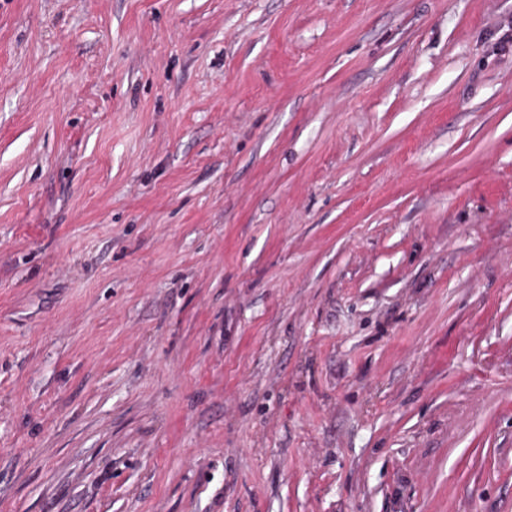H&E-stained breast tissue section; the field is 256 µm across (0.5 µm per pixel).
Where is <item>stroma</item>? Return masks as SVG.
<instances>
[{
  "label": "stroma",
  "instance_id": "35a3bbf8",
  "mask_svg": "<svg viewBox=\"0 0 512 512\" xmlns=\"http://www.w3.org/2000/svg\"><path fill=\"white\" fill-rule=\"evenodd\" d=\"M512 0H0V512H512Z\"/></svg>",
  "mask_w": 512,
  "mask_h": 512
}]
</instances>
